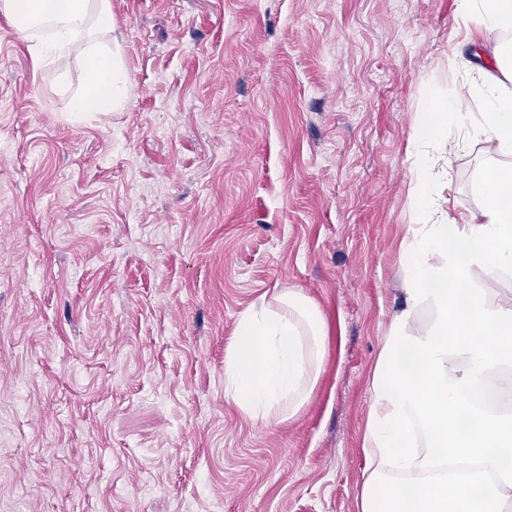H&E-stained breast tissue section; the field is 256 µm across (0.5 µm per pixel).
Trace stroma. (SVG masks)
I'll return each mask as SVG.
<instances>
[{
  "label": "stroma",
  "instance_id": "stroma-1",
  "mask_svg": "<svg viewBox=\"0 0 512 512\" xmlns=\"http://www.w3.org/2000/svg\"><path fill=\"white\" fill-rule=\"evenodd\" d=\"M35 62L0 14V512H357L372 369L414 237L412 136L456 0H111ZM126 73L81 112L88 39ZM444 211L512 165L453 130ZM301 289L325 371L285 423L225 396L260 296Z\"/></svg>",
  "mask_w": 512,
  "mask_h": 512
}]
</instances>
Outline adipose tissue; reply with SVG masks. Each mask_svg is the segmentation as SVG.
<instances>
[{
	"label": "adipose tissue",
	"mask_w": 512,
	"mask_h": 512,
	"mask_svg": "<svg viewBox=\"0 0 512 512\" xmlns=\"http://www.w3.org/2000/svg\"><path fill=\"white\" fill-rule=\"evenodd\" d=\"M22 31L48 24L35 56L62 63L70 42L112 25L110 0H0ZM457 25L490 42L494 65L473 76L483 103L473 135L512 156V0H457ZM87 95L118 108L125 72L111 47L88 45ZM416 130L412 208L425 223L400 258L404 297L370 381L362 440L366 459L358 512H512V403L491 406L497 383L512 400V302L483 288L486 273L512 276V167L481 180L483 202L465 224L439 207L434 155L447 147L467 104L430 93ZM430 310L427 326L416 323ZM326 323L297 288H283L244 312L225 367L227 398L249 418L285 422L306 405L323 371Z\"/></svg>",
	"instance_id": "1"
}]
</instances>
